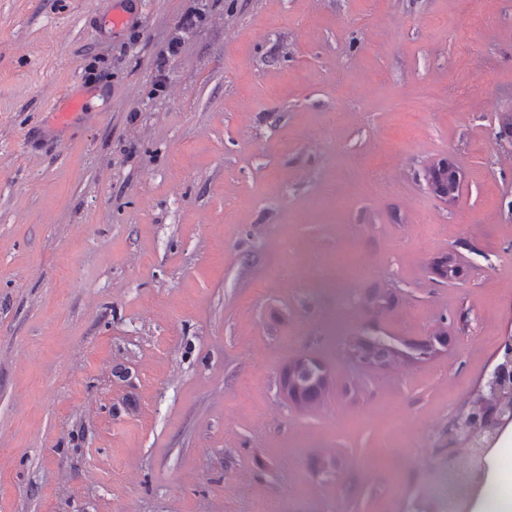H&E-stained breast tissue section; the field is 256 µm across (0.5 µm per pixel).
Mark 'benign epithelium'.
<instances>
[{
    "label": "benign epithelium",
    "mask_w": 512,
    "mask_h": 512,
    "mask_svg": "<svg viewBox=\"0 0 512 512\" xmlns=\"http://www.w3.org/2000/svg\"><path fill=\"white\" fill-rule=\"evenodd\" d=\"M512 424V336L504 337L495 363L482 377L480 398L460 413L448 429V464L457 465V449H467L473 465L469 481L478 482L487 457Z\"/></svg>",
    "instance_id": "benign-epithelium-1"
}]
</instances>
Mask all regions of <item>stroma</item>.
<instances>
[{
    "label": "stroma",
    "instance_id": "stroma-1",
    "mask_svg": "<svg viewBox=\"0 0 512 512\" xmlns=\"http://www.w3.org/2000/svg\"><path fill=\"white\" fill-rule=\"evenodd\" d=\"M102 7L0 0V512H432L512 334V0ZM357 158L396 183L366 193ZM368 326L449 341L366 371L342 347ZM301 354L334 379L309 409L280 388ZM444 165L445 164L443 163L438 167L431 169L427 174V181L430 183L432 173L437 175L438 170V174L441 176V181L443 182V191L441 193L443 196L441 198L456 199L460 191L461 180L459 172L453 167L448 168V164H446V170H444Z\"/></svg>",
    "mask_w": 512,
    "mask_h": 512
}]
</instances>
